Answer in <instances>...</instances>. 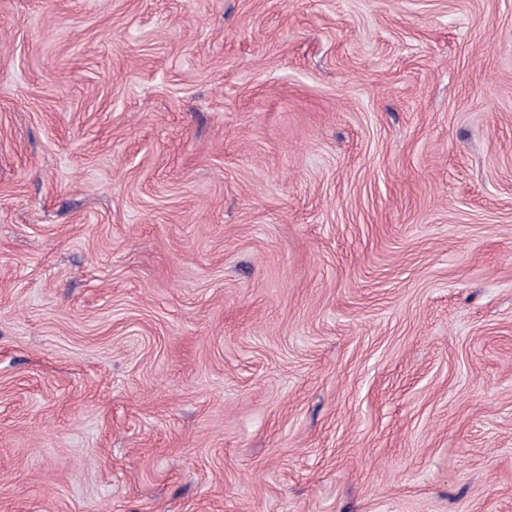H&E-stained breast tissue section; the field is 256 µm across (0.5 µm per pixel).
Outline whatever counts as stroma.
I'll return each instance as SVG.
<instances>
[{
  "label": "stroma",
  "instance_id": "obj_1",
  "mask_svg": "<svg viewBox=\"0 0 512 512\" xmlns=\"http://www.w3.org/2000/svg\"><path fill=\"white\" fill-rule=\"evenodd\" d=\"M0 512H512V0H0Z\"/></svg>",
  "mask_w": 512,
  "mask_h": 512
}]
</instances>
